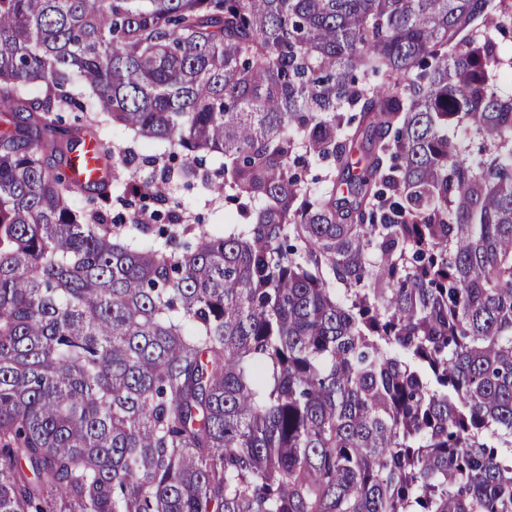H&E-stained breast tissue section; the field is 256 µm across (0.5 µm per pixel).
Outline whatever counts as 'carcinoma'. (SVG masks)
Wrapping results in <instances>:
<instances>
[{
    "label": "carcinoma",
    "instance_id": "cac0c4a2",
    "mask_svg": "<svg viewBox=\"0 0 512 512\" xmlns=\"http://www.w3.org/2000/svg\"><path fill=\"white\" fill-rule=\"evenodd\" d=\"M504 71L512 0H0V512H512ZM90 151L78 156L69 169L68 176L77 184L94 181L99 177ZM175 196L185 205L188 210H199L205 216L208 224H223L224 217L222 212L214 211L212 208L205 206L204 195L198 188L185 189L178 188L175 191Z\"/></svg>",
    "mask_w": 512,
    "mask_h": 512
}]
</instances>
